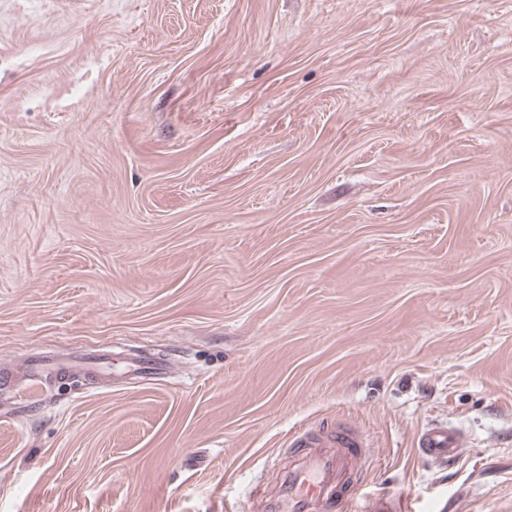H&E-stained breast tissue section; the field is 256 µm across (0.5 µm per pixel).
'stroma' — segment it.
I'll return each instance as SVG.
<instances>
[{"label": "stroma", "instance_id": "stroma-1", "mask_svg": "<svg viewBox=\"0 0 512 512\" xmlns=\"http://www.w3.org/2000/svg\"><path fill=\"white\" fill-rule=\"evenodd\" d=\"M74 357L0 512H241L339 423L356 512H503L512 0H0V375ZM465 446L459 432L443 426H429L420 431L416 439L418 452L435 461L454 462Z\"/></svg>", "mask_w": 512, "mask_h": 512}]
</instances>
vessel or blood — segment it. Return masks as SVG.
I'll use <instances>...</instances> for the list:
<instances>
[{"label":"vessel or blood","instance_id":"b4317fda","mask_svg":"<svg viewBox=\"0 0 512 512\" xmlns=\"http://www.w3.org/2000/svg\"><path fill=\"white\" fill-rule=\"evenodd\" d=\"M368 446L366 437L347 424L296 435L287 464L252 490L253 507L257 512H351ZM464 446L462 434L443 426L427 427L416 439L422 456L440 462L455 461Z\"/></svg>","mask_w":512,"mask_h":512}]
</instances>
